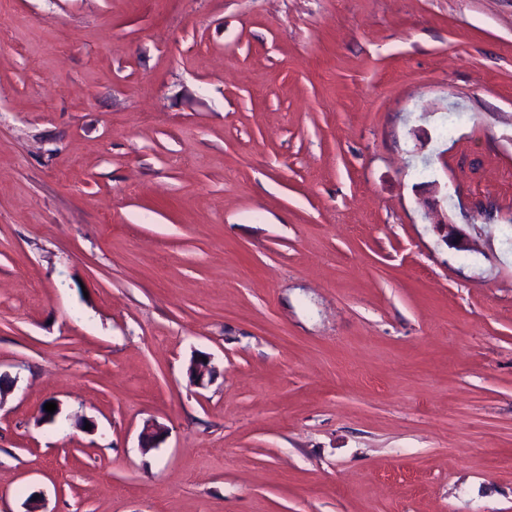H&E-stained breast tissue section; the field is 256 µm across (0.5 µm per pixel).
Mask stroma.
<instances>
[{"label":"stroma","instance_id":"35a3bbf8","mask_svg":"<svg viewBox=\"0 0 512 512\" xmlns=\"http://www.w3.org/2000/svg\"><path fill=\"white\" fill-rule=\"evenodd\" d=\"M0 27V512H512V0ZM429 212L426 214L428 218L432 220V224H435V227L444 230L446 235L444 236L445 240L452 242L455 245V248L459 250H465L467 248L465 234L462 230L457 227L455 224H448V220H442L439 218V214L436 208L433 206L428 210Z\"/></svg>","mask_w":512,"mask_h":512}]
</instances>
